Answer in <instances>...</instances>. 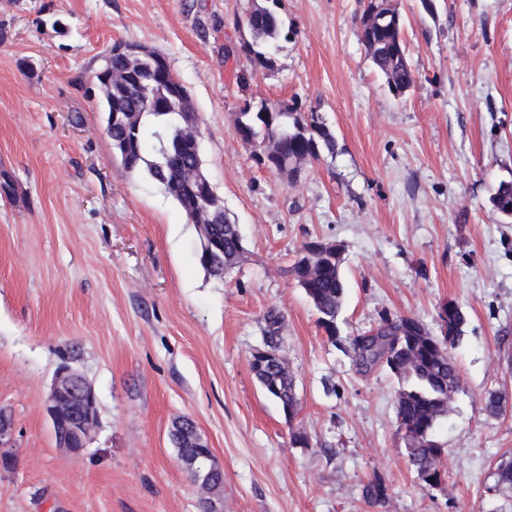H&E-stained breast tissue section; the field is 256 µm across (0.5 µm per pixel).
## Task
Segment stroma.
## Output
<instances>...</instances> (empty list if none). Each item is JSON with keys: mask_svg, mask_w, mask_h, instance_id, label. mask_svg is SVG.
<instances>
[{"mask_svg": "<svg viewBox=\"0 0 512 512\" xmlns=\"http://www.w3.org/2000/svg\"><path fill=\"white\" fill-rule=\"evenodd\" d=\"M393 2L415 75L400 95L361 41L367 0H276L268 68L240 49L249 0H0V173L17 187L0 199V512H200L170 435L183 415L224 470L223 512H512L485 489L512 457V401L486 410L512 394V223L491 204L512 180V0ZM120 42L163 56L190 95L246 248L223 277L199 262L198 226L113 156L96 75ZM264 102L315 113L335 141L299 180L236 132ZM316 239L344 249L333 337L293 275ZM448 302L467 319L462 384L434 429L447 460L432 486L408 465L398 379L356 372L345 348L386 317L438 332ZM271 310L291 419L250 365ZM65 358L97 399L79 455L47 410Z\"/></svg>", "mask_w": 512, "mask_h": 512, "instance_id": "1", "label": "stroma"}]
</instances>
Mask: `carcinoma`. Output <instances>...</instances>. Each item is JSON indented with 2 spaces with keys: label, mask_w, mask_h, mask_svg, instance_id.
<instances>
[{
  "label": "carcinoma",
  "mask_w": 512,
  "mask_h": 512,
  "mask_svg": "<svg viewBox=\"0 0 512 512\" xmlns=\"http://www.w3.org/2000/svg\"><path fill=\"white\" fill-rule=\"evenodd\" d=\"M245 25L250 41L244 44V52L257 64L268 66V54L282 31L279 15L256 3ZM399 33V29L374 27L364 37L373 65L386 77L389 88L402 92L412 87L415 77L410 66L392 54ZM126 48L123 43L112 46L96 75L102 92V111L106 113L107 125L112 127L109 137L114 155L126 171L142 172L163 186L188 220L211 235L208 242L200 243V264L210 275L220 277L225 272L224 262L237 252L238 240L234 224L224 209H218L211 219L194 206V198L204 194L206 184L194 181L202 161L201 148L191 139L184 124L188 106L175 92L180 81L170 68L160 67L149 57L128 58ZM237 124L244 127L240 131L242 139L254 147L261 148L266 140L277 138L281 161L290 165H303L318 158L321 141L327 148H333L326 130L312 114L289 110L269 117L246 107ZM492 207L501 219L512 221V216L505 215L506 210H512V181L500 182ZM295 272L309 285L321 325L326 328L336 325L346 289L341 271L334 266L326 270L298 266ZM410 321V317L382 320L377 328L352 337L348 354L362 374L381 365L388 367L393 360L404 364V370L397 374L405 385L398 393L397 419L433 428L448 415L451 393L460 387L461 376L454 362L446 358L440 362H415L402 348L396 347L399 333ZM281 322L279 313L268 312L265 344L271 349H279ZM451 323L450 347L453 348L460 341L466 323L460 309L454 310ZM256 377L265 392L281 406L299 404L295 378L287 361L272 360L256 372ZM178 445L179 457L188 466L192 481L200 491L201 512H208L212 502L223 494L224 477L210 471V461L205 458L207 449L185 439ZM405 448L409 464L419 479L431 485L445 477V449L415 448L409 444ZM488 479L487 492L512 498V458L499 460Z\"/></svg>",
  "instance_id": "1"
}]
</instances>
